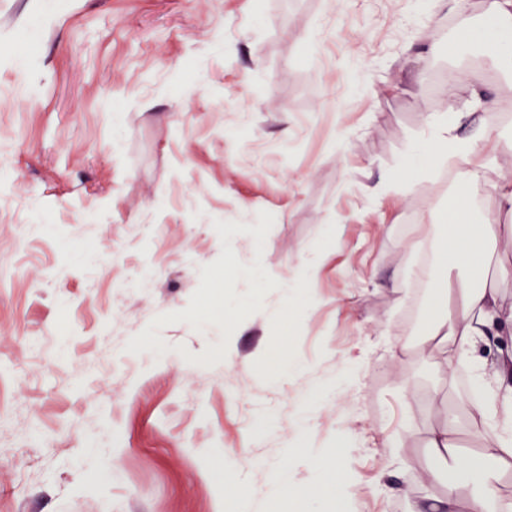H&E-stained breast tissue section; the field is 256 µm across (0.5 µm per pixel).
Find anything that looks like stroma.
Instances as JSON below:
<instances>
[{
    "mask_svg": "<svg viewBox=\"0 0 512 512\" xmlns=\"http://www.w3.org/2000/svg\"><path fill=\"white\" fill-rule=\"evenodd\" d=\"M425 2L0 0V512H224L213 458L258 503L309 449L337 452L344 512L442 495L427 438L461 395L425 225L461 165L395 178L428 114L471 109L441 62L478 68L479 149L512 176V69L451 50L494 0ZM283 345L303 370L275 382ZM290 476L281 512H326L324 477Z\"/></svg>",
    "mask_w": 512,
    "mask_h": 512,
    "instance_id": "1",
    "label": "stroma"
}]
</instances>
